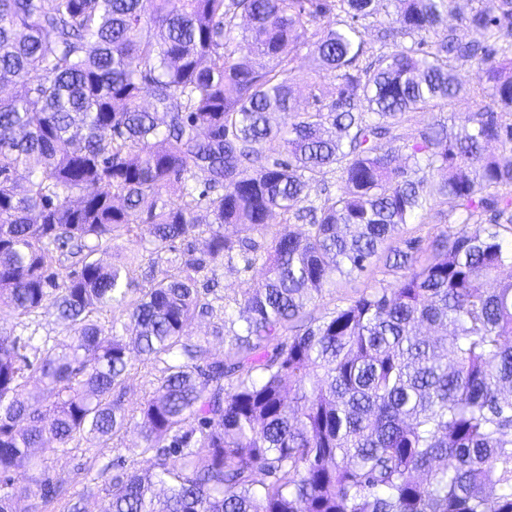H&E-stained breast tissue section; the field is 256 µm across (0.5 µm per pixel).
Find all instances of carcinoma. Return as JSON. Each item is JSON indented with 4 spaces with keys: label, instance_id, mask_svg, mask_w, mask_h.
I'll return each instance as SVG.
<instances>
[{
    "label": "carcinoma",
    "instance_id": "carcinoma-1",
    "mask_svg": "<svg viewBox=\"0 0 512 512\" xmlns=\"http://www.w3.org/2000/svg\"><path fill=\"white\" fill-rule=\"evenodd\" d=\"M390 2L368 56L357 23L379 0H0V79L24 89L0 96V512H82L30 449L131 424L153 469L106 484L103 512H512V0H476L471 41L454 0ZM304 47L320 82L296 75ZM462 94L482 106L454 136L398 132ZM330 172L336 191L298 208ZM436 200L460 222L396 245ZM199 208L205 248L181 251ZM277 211L309 228L261 248ZM145 235L174 254L161 279L99 258ZM236 257L264 281L242 315L222 306L224 359L200 366L190 330ZM378 265L389 285L314 314L336 276ZM49 306L65 341L7 323ZM133 351L164 371L128 411ZM456 6L457 12H459L460 14L448 15L447 25L456 28L458 35L463 39L469 40L479 38V32L469 28L464 21V17L468 16L474 4L472 2H469L468 0H458Z\"/></svg>",
    "mask_w": 512,
    "mask_h": 512
}]
</instances>
